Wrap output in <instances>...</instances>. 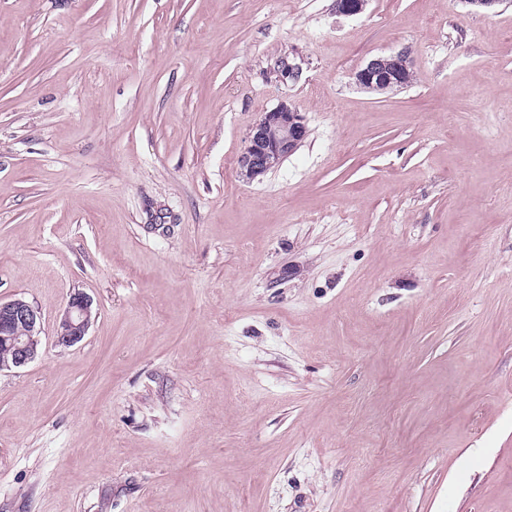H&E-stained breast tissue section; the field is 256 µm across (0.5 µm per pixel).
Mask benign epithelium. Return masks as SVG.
<instances>
[{"label": "benign epithelium", "instance_id": "7a95c632", "mask_svg": "<svg viewBox=\"0 0 512 512\" xmlns=\"http://www.w3.org/2000/svg\"><path fill=\"white\" fill-rule=\"evenodd\" d=\"M369 0H336V12L353 16L364 12ZM410 53L406 49L370 59L354 73L363 88L387 91L402 89L409 80ZM308 136L304 117L292 105L282 102L263 114L250 129L239 158L241 174L254 180L295 153ZM41 315L22 297L0 301V343L7 354L0 357V371L20 368L38 355ZM92 321V301L82 293L71 296L56 329L57 342L72 346L83 340Z\"/></svg>", "mask_w": 512, "mask_h": 512}]
</instances>
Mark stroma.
Instances as JSON below:
<instances>
[{
    "mask_svg": "<svg viewBox=\"0 0 512 512\" xmlns=\"http://www.w3.org/2000/svg\"><path fill=\"white\" fill-rule=\"evenodd\" d=\"M334 3L0 0V512H512V0ZM410 53L402 49L389 54L378 55L370 59L354 73L357 85L363 88H380L387 91L402 89L413 79L410 67ZM307 136L301 113L281 102L250 129L239 158L241 174L248 180L266 174L295 153ZM92 301L83 293L71 296L56 329L57 342L72 346L83 340L92 321ZM41 315L22 297L0 301V343L8 352L0 357V371L20 368L38 355Z\"/></svg>",
    "mask_w": 512,
    "mask_h": 512,
    "instance_id": "35a3bbf8",
    "label": "stroma"
}]
</instances>
